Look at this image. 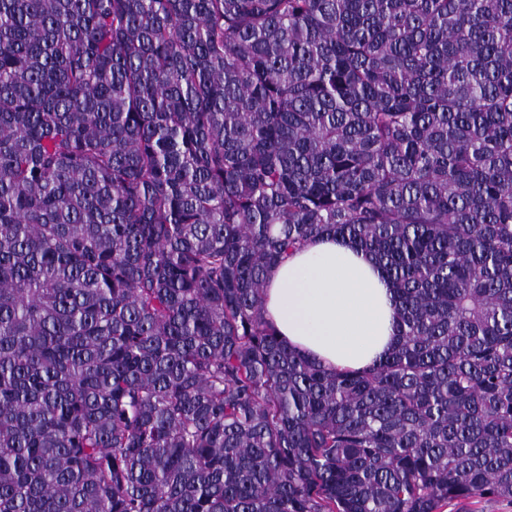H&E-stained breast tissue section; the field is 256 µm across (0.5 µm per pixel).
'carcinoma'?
I'll use <instances>...</instances> for the list:
<instances>
[{
	"instance_id": "cac0c4a2",
	"label": "carcinoma",
	"mask_w": 512,
	"mask_h": 512,
	"mask_svg": "<svg viewBox=\"0 0 512 512\" xmlns=\"http://www.w3.org/2000/svg\"><path fill=\"white\" fill-rule=\"evenodd\" d=\"M370 254L398 337L291 349ZM512 500V0H0V512ZM268 321L289 347L339 370L372 366L396 340L394 295L375 261L324 237L272 269Z\"/></svg>"
}]
</instances>
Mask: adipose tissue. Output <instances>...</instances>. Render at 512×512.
I'll use <instances>...</instances> for the list:
<instances>
[{
    "instance_id": "obj_1",
    "label": "adipose tissue",
    "mask_w": 512,
    "mask_h": 512,
    "mask_svg": "<svg viewBox=\"0 0 512 512\" xmlns=\"http://www.w3.org/2000/svg\"><path fill=\"white\" fill-rule=\"evenodd\" d=\"M268 321L289 347L339 370L372 366L396 340L394 295L375 261L324 237L272 269Z\"/></svg>"
}]
</instances>
